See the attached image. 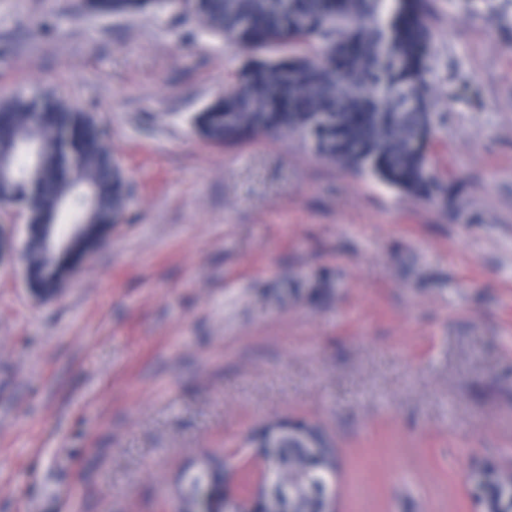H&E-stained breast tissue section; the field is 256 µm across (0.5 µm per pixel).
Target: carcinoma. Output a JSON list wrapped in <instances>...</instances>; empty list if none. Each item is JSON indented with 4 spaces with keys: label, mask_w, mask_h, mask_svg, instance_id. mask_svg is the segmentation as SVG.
I'll list each match as a JSON object with an SVG mask.
<instances>
[{
    "label": "carcinoma",
    "mask_w": 512,
    "mask_h": 512,
    "mask_svg": "<svg viewBox=\"0 0 512 512\" xmlns=\"http://www.w3.org/2000/svg\"><path fill=\"white\" fill-rule=\"evenodd\" d=\"M162 0H85L109 17L143 14ZM179 14L214 36L277 57L252 58L193 121L215 144L258 136L310 140L321 158L410 195L446 193L429 163L436 134L430 84L431 0H182ZM0 154L16 174L0 180V200L28 215L29 286L46 294L124 221L127 183L107 130L89 113L48 93L0 102ZM254 454L283 467L276 507L313 509L336 475L337 448L316 424L286 419L250 437ZM232 467L205 454L174 486L178 512H194L198 476L226 485Z\"/></svg>",
    "instance_id": "cac0c4a2"
}]
</instances>
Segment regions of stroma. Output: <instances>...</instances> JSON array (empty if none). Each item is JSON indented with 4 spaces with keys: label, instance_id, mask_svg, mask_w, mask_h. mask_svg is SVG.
<instances>
[{
    "label": "stroma",
    "instance_id": "obj_1",
    "mask_svg": "<svg viewBox=\"0 0 512 512\" xmlns=\"http://www.w3.org/2000/svg\"><path fill=\"white\" fill-rule=\"evenodd\" d=\"M82 3L0 0V100L90 112L130 192L53 298L0 263V512H170L277 417L337 440L339 512H476L471 468L512 467V0H433L432 200L195 136L252 51ZM232 467L228 460L217 454H205L195 460L193 465L182 471L174 486V503L178 512H194L197 506V490L200 487V505L198 512H207L209 483L198 485V476L204 475L213 486L223 487L231 477Z\"/></svg>",
    "mask_w": 512,
    "mask_h": 512
}]
</instances>
